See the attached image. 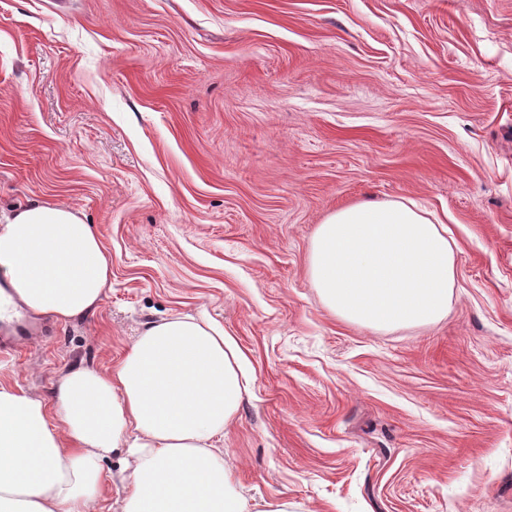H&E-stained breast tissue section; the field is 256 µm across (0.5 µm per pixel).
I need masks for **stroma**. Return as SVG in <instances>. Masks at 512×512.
Masks as SVG:
<instances>
[{
    "label": "stroma",
    "mask_w": 512,
    "mask_h": 512,
    "mask_svg": "<svg viewBox=\"0 0 512 512\" xmlns=\"http://www.w3.org/2000/svg\"><path fill=\"white\" fill-rule=\"evenodd\" d=\"M399 199L448 212L457 286L373 332L323 308L309 241ZM37 200L92 224L112 288L0 382L51 399L191 315L253 375L218 443L246 496L512 512V0H0V211Z\"/></svg>",
    "instance_id": "1"
}]
</instances>
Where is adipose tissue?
Here are the masks:
<instances>
[{"instance_id": "ef3b65f1", "label": "adipose tissue", "mask_w": 512, "mask_h": 512, "mask_svg": "<svg viewBox=\"0 0 512 512\" xmlns=\"http://www.w3.org/2000/svg\"><path fill=\"white\" fill-rule=\"evenodd\" d=\"M323 306L372 330L448 316L456 252L448 226L410 200L362 201L329 214L308 249ZM0 274L34 314H94L112 260L78 211L42 201L0 220ZM251 385L234 340L190 316L152 322L108 371L70 368L45 401L0 383V512H93L113 454L132 457L122 512H290L244 496L218 453Z\"/></svg>"}]
</instances>
